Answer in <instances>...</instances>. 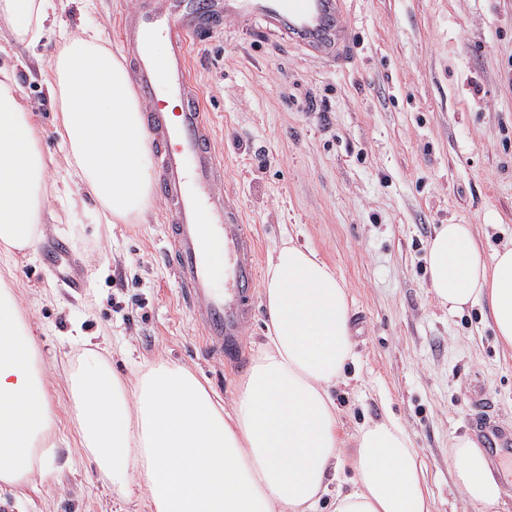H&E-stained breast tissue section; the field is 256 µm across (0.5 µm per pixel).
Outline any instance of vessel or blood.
Wrapping results in <instances>:
<instances>
[{
    "instance_id": "b4317fda",
    "label": "vessel or blood",
    "mask_w": 512,
    "mask_h": 512,
    "mask_svg": "<svg viewBox=\"0 0 512 512\" xmlns=\"http://www.w3.org/2000/svg\"><path fill=\"white\" fill-rule=\"evenodd\" d=\"M346 0H206L210 12L228 18L251 16L284 28L289 38L321 55L351 48ZM201 32L193 0H136L119 25V43L132 62L133 85L152 107L147 132L156 152L158 194L169 215L165 254L207 348L227 361L237 359L253 316L258 280L256 240L246 225L230 220L219 187L222 161L211 129L191 90L190 42ZM165 39L168 53L157 60L153 44ZM180 104L167 111L168 101ZM224 252V288L212 283V243ZM479 413L476 436L512 487V428L499 425L483 391H474Z\"/></svg>"
}]
</instances>
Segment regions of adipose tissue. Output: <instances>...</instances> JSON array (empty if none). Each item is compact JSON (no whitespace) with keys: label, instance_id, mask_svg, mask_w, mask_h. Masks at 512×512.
Listing matches in <instances>:
<instances>
[{"label":"adipose tissue","instance_id":"ef3b65f1","mask_svg":"<svg viewBox=\"0 0 512 512\" xmlns=\"http://www.w3.org/2000/svg\"><path fill=\"white\" fill-rule=\"evenodd\" d=\"M50 0H0L15 41L45 32ZM47 88L71 184L85 187L107 224L143 218L153 172L142 103L124 64L93 32L63 37ZM46 168L40 128L11 76L0 78V258L45 235ZM430 286L449 310L482 304L499 344L512 349V246L483 260L471 225L444 224L428 244ZM266 332L224 408L190 371L164 363L131 382L88 350L71 397L82 446L113 487H138L147 512H433L417 452L394 417L364 425L349 486L329 492L342 464L341 418L330 389L354 357L347 288L313 250L270 254L263 280ZM53 418L36 340L0 276V486L35 485L56 459L42 447ZM459 489L476 512H493L497 476L476 441L453 444Z\"/></svg>","mask_w":512,"mask_h":512}]
</instances>
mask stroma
Returning a JSON list of instances; mask_svg holds the SVG:
<instances>
[{"mask_svg": "<svg viewBox=\"0 0 512 512\" xmlns=\"http://www.w3.org/2000/svg\"><path fill=\"white\" fill-rule=\"evenodd\" d=\"M133 0H62L69 32L94 23L118 50ZM355 43L337 59L310 53L263 21L216 20L191 43L193 84L215 127L223 192L261 256L283 241L315 250L346 285L356 358L331 389L351 457L367 423L393 414L407 429L435 512H473L455 485L450 445L470 434L472 385L512 426V350L497 345L481 305L449 312L435 299L427 245L442 224L472 225L483 257L512 243V0H348ZM0 67L12 69L40 127L48 181L65 174L57 105L40 70L54 37L11 42L0 20ZM77 211L46 189L52 233L17 254L9 280L35 331L58 445L36 488L0 491V512H143L85 459L69 373L84 359L81 330L105 342L114 375L163 360L231 403L264 334L256 301L240 357L206 348L165 254L167 220L152 200L144 224H104L83 187ZM64 241L83 286L43 260Z\"/></svg>", "mask_w": 512, "mask_h": 512, "instance_id": "stroma-1", "label": "stroma"}]
</instances>
